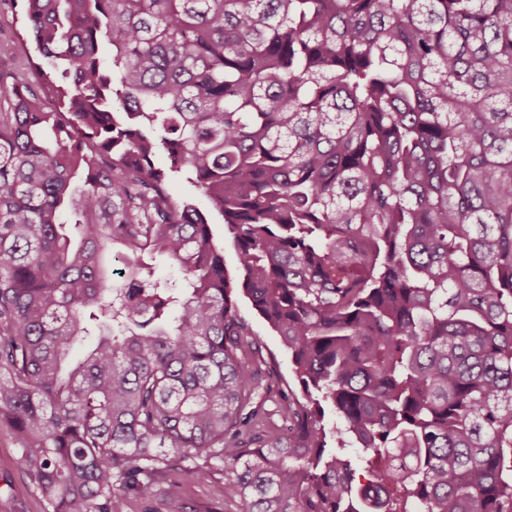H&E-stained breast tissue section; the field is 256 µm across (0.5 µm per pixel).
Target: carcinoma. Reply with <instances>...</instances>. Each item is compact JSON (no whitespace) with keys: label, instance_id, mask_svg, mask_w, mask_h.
<instances>
[{"label":"carcinoma","instance_id":"1","mask_svg":"<svg viewBox=\"0 0 512 512\" xmlns=\"http://www.w3.org/2000/svg\"><path fill=\"white\" fill-rule=\"evenodd\" d=\"M8 2L0 429L46 512H153L172 470L236 512H512V0ZM29 56L34 57V51L26 40L21 18L13 15L8 5L0 2V68L6 72L20 73L30 81H35L37 73L28 64ZM172 194L177 200L189 201L197 208L203 211L211 224L213 237L217 245L224 251V267L226 268L228 278L238 286L240 278V268L237 260V254L232 239L224 228L222 216L212 209L206 198L201 195L199 190L191 183H188L184 177L174 176L171 182ZM235 300L240 314L250 323L254 332L263 343V354L276 363L282 379L294 389L299 390V383L293 372V365L288 355V349L281 339L269 327L267 322L252 308L249 299L241 290H235Z\"/></svg>","mask_w":512,"mask_h":512}]
</instances>
